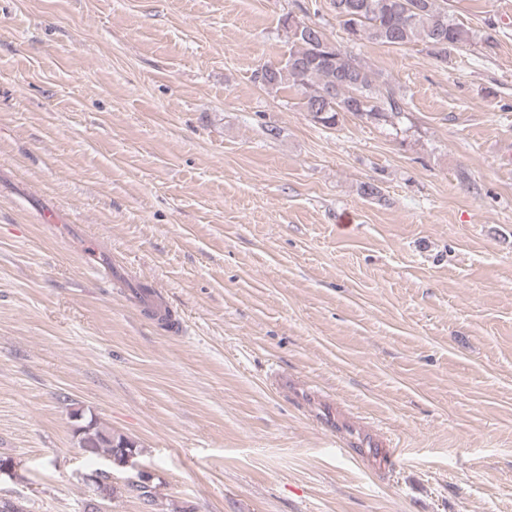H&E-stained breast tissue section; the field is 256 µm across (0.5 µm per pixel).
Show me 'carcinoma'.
I'll return each mask as SVG.
<instances>
[{
  "label": "carcinoma",
  "instance_id": "carcinoma-1",
  "mask_svg": "<svg viewBox=\"0 0 512 512\" xmlns=\"http://www.w3.org/2000/svg\"><path fill=\"white\" fill-rule=\"evenodd\" d=\"M336 20L354 40H365L395 47L420 42L429 56L448 57V48L464 47L471 32L448 15L447 0H333ZM290 44L282 64L266 65L255 79L272 90H293L311 121L334 128L345 115L378 125L393 126L405 118L403 98L386 82H378L372 72L338 44H331L322 28L304 20H283ZM75 435L78 445L90 455L105 453L113 465L121 467L135 455L136 444L124 435L97 427L94 420L82 422L80 410ZM95 498L84 512H101L99 501L109 499L114 487L109 475L95 471L89 476ZM127 492L138 499L146 512L156 506L154 486L145 478L126 484Z\"/></svg>",
  "mask_w": 512,
  "mask_h": 512
}]
</instances>
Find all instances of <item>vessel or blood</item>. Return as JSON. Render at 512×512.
<instances>
[{
  "mask_svg": "<svg viewBox=\"0 0 512 512\" xmlns=\"http://www.w3.org/2000/svg\"><path fill=\"white\" fill-rule=\"evenodd\" d=\"M276 390L303 409L318 427L333 434L351 459L377 474L392 471L397 462L394 444L370 424L354 419L335 396L285 373L277 374Z\"/></svg>",
  "mask_w": 512,
  "mask_h": 512,
  "instance_id": "vessel-or-blood-1",
  "label": "vessel or blood"
}]
</instances>
